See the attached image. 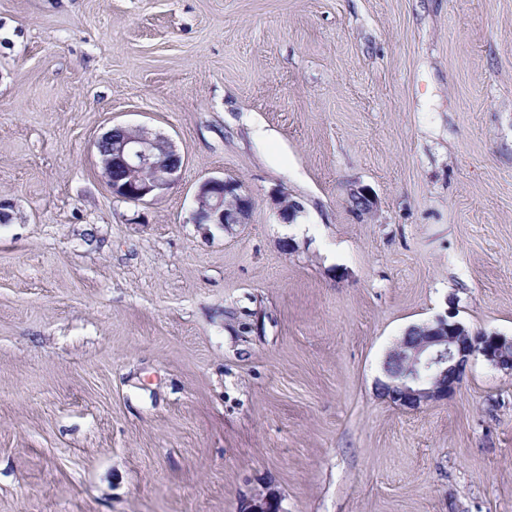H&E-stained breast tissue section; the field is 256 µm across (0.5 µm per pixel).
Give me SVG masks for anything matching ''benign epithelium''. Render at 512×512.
I'll return each mask as SVG.
<instances>
[{"label": "benign epithelium", "instance_id": "7a95c632", "mask_svg": "<svg viewBox=\"0 0 512 512\" xmlns=\"http://www.w3.org/2000/svg\"><path fill=\"white\" fill-rule=\"evenodd\" d=\"M121 135L103 134L95 148L101 175L120 199L146 202L176 182L182 166L172 140L142 126H119ZM191 214L195 224H218L224 231L249 223L252 200L239 181L210 177L200 183ZM282 224H294L302 213L300 203L280 190L272 197ZM480 355L497 368L512 372V337L473 332L451 312L429 324L410 327L384 362L385 380L378 395L411 410L452 396L459 387L469 359ZM244 512H280L274 493H256Z\"/></svg>", "mask_w": 512, "mask_h": 512}]
</instances>
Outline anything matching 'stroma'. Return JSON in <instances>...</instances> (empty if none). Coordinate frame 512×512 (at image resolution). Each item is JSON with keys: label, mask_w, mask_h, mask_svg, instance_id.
Listing matches in <instances>:
<instances>
[{"label": "stroma", "mask_w": 512, "mask_h": 512, "mask_svg": "<svg viewBox=\"0 0 512 512\" xmlns=\"http://www.w3.org/2000/svg\"><path fill=\"white\" fill-rule=\"evenodd\" d=\"M211 176L249 224L192 223ZM0 206V512H512V373L375 389L446 311L512 336V0H0ZM115 128L119 137L112 138V128L95 142L101 175L115 197L148 202L176 182L182 162L170 138L142 126ZM273 209L277 218L282 224L296 223L297 218L302 213V206L294 200H289L285 192L279 190L272 198Z\"/></svg>", "instance_id": "obj_1"}]
</instances>
